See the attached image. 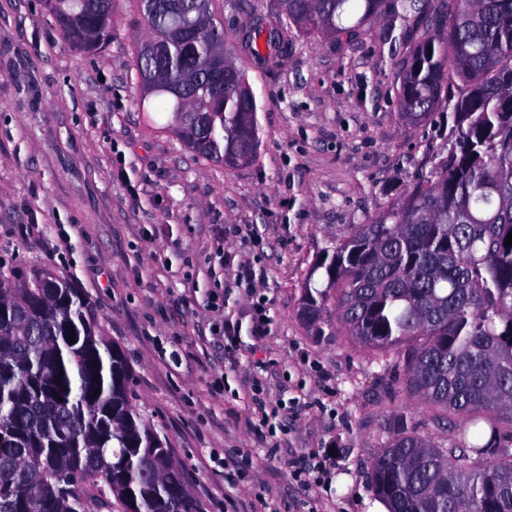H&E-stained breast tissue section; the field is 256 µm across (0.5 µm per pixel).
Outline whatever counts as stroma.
<instances>
[{
  "label": "stroma",
  "instance_id": "obj_1",
  "mask_svg": "<svg viewBox=\"0 0 512 512\" xmlns=\"http://www.w3.org/2000/svg\"><path fill=\"white\" fill-rule=\"evenodd\" d=\"M137 17L136 0H118L114 37L91 54L67 44L45 0H0V274L44 270L82 288L201 512H366L394 415L413 414L436 439L435 412L342 332L310 335L297 308L322 248L446 152L449 125H411L397 111L399 64L417 35L391 39L384 15L353 40L294 36L274 70L245 65L260 146L252 164L228 168L142 111ZM244 224L256 243L226 246L264 270L252 296L217 257L219 227ZM215 293L232 319L249 322L256 297L268 315L265 335L233 360L212 330ZM255 378L265 398L293 401L269 438L252 428ZM318 450L332 454L333 481L307 488L283 461ZM243 452L256 464L241 474Z\"/></svg>",
  "mask_w": 512,
  "mask_h": 512
}]
</instances>
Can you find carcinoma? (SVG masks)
Here are the masks:
<instances>
[{"label": "carcinoma", "mask_w": 512, "mask_h": 512, "mask_svg": "<svg viewBox=\"0 0 512 512\" xmlns=\"http://www.w3.org/2000/svg\"><path fill=\"white\" fill-rule=\"evenodd\" d=\"M137 3L162 48L154 60L138 45L133 63L140 102L155 99L165 119L157 128L207 161L254 162L258 105L244 72L219 79L210 38L171 29L184 9L215 17L213 0ZM47 4L73 48L112 41L115 0ZM388 8L401 32L419 30L399 64L400 115H443L448 153L323 248L297 315L312 336L336 316L437 411L439 443L405 413L392 420L370 473L388 512H512V0H277L275 26L249 11L236 39L267 68L298 32L352 39ZM131 381L80 290L42 271L0 275V512H201Z\"/></svg>", "instance_id": "carcinoma-1"}]
</instances>
